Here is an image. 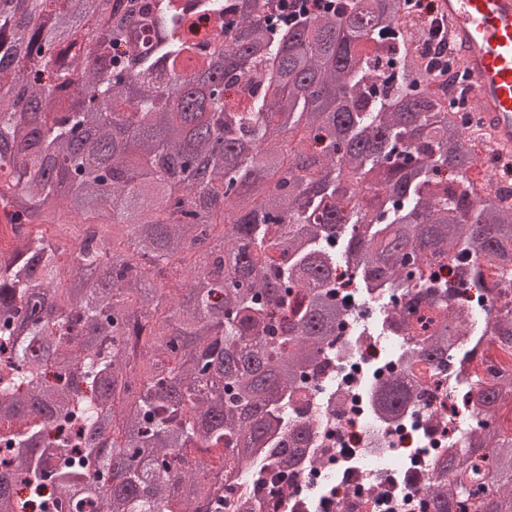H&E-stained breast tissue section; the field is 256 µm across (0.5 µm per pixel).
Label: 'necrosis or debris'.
<instances>
[{
  "label": "necrosis or debris",
  "instance_id": "obj_1",
  "mask_svg": "<svg viewBox=\"0 0 512 512\" xmlns=\"http://www.w3.org/2000/svg\"><path fill=\"white\" fill-rule=\"evenodd\" d=\"M481 287L464 296L477 307L512 309V287L476 261ZM344 316L332 349L308 385L289 403L291 420L309 425L311 443L299 470L277 478L260 456L225 482L224 512H425L427 485L439 474L446 450L459 447L476 419L463 406L464 383L480 365L491 334L462 337L437 373H423L418 396L399 415L385 416L368 400L371 384L406 366L405 334L374 330L400 302L398 293L340 288Z\"/></svg>",
  "mask_w": 512,
  "mask_h": 512
}]
</instances>
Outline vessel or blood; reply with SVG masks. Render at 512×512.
<instances>
[{
	"instance_id": "b4317fda",
	"label": "vessel or blood",
	"mask_w": 512,
	"mask_h": 512,
	"mask_svg": "<svg viewBox=\"0 0 512 512\" xmlns=\"http://www.w3.org/2000/svg\"><path fill=\"white\" fill-rule=\"evenodd\" d=\"M497 156L512 157V0H437Z\"/></svg>"
}]
</instances>
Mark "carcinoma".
Segmentation results:
<instances>
[{"instance_id": "cac0c4a2", "label": "carcinoma", "mask_w": 512, "mask_h": 512, "mask_svg": "<svg viewBox=\"0 0 512 512\" xmlns=\"http://www.w3.org/2000/svg\"><path fill=\"white\" fill-rule=\"evenodd\" d=\"M274 7L198 0L224 19L202 55L180 0H0V512L23 483L41 512H223L228 472L308 447L288 400L343 316L333 273L401 290L406 325L446 310L408 351L439 364L470 314L425 268L512 263V204L473 178L481 129L410 51L401 0L282 27ZM488 363L432 512L512 502V368ZM416 385L370 400L395 416Z\"/></svg>"}]
</instances>
